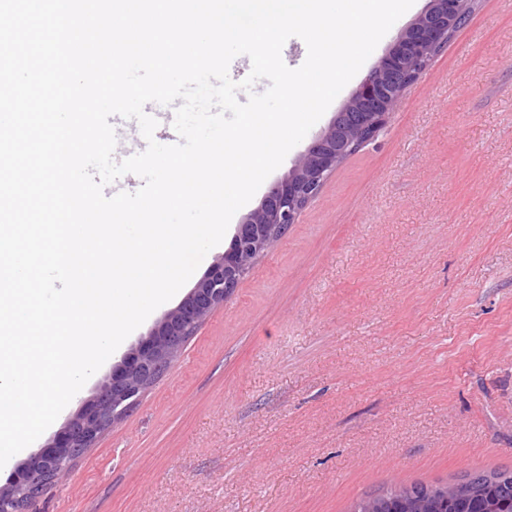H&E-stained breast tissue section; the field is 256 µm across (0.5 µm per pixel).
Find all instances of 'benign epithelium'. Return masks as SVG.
<instances>
[{"label":"benign epithelium","mask_w":512,"mask_h":512,"mask_svg":"<svg viewBox=\"0 0 512 512\" xmlns=\"http://www.w3.org/2000/svg\"><path fill=\"white\" fill-rule=\"evenodd\" d=\"M474 0H428L352 90L328 125L315 134L259 205L235 225L230 246L171 311L117 362L79 410L0 484V512H36L43 492L71 471L61 468L93 447L170 367L187 338L231 296L255 260L296 223L340 164L387 125L408 88L465 25Z\"/></svg>","instance_id":"1"}]
</instances>
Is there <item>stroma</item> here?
<instances>
[{
    "mask_svg": "<svg viewBox=\"0 0 512 512\" xmlns=\"http://www.w3.org/2000/svg\"><path fill=\"white\" fill-rule=\"evenodd\" d=\"M512 470V0L467 26L39 512H351Z\"/></svg>",
    "mask_w": 512,
    "mask_h": 512,
    "instance_id": "obj_1",
    "label": "stroma"
}]
</instances>
